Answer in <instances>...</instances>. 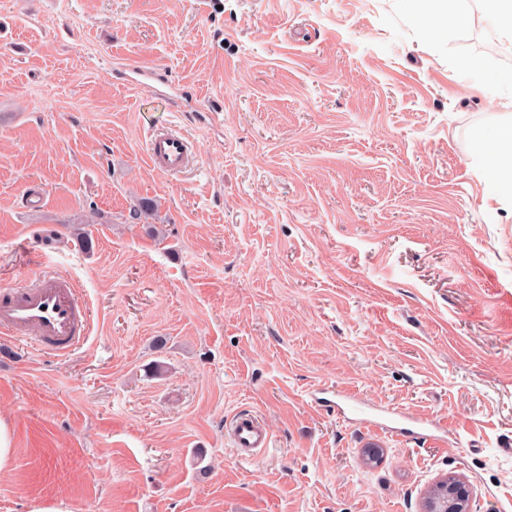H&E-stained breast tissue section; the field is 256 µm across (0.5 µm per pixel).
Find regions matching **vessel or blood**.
<instances>
[{"instance_id":"1","label":"vessel or blood","mask_w":512,"mask_h":512,"mask_svg":"<svg viewBox=\"0 0 512 512\" xmlns=\"http://www.w3.org/2000/svg\"><path fill=\"white\" fill-rule=\"evenodd\" d=\"M146 159L157 173L180 175L194 167L196 144L188 135L169 127L153 129L146 143ZM89 312L72 282L56 272H41L33 282L0 290V338L26 341L54 356L69 354L88 339ZM402 426H390L379 415L356 408L355 421L378 435L413 437L440 442V435L425 417L403 413ZM238 456L247 458L269 446L271 434L257 415L235 414L226 430Z\"/></svg>"}]
</instances>
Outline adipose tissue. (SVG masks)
Segmentation results:
<instances>
[{
    "mask_svg": "<svg viewBox=\"0 0 512 512\" xmlns=\"http://www.w3.org/2000/svg\"><path fill=\"white\" fill-rule=\"evenodd\" d=\"M398 4L405 14L443 42L467 20L459 8V0H398ZM480 155L481 172L490 197L512 200V126L486 131Z\"/></svg>",
    "mask_w": 512,
    "mask_h": 512,
    "instance_id": "ef3b65f1",
    "label": "adipose tissue"
}]
</instances>
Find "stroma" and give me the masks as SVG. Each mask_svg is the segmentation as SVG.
Wrapping results in <instances>:
<instances>
[{
  "label": "stroma",
  "instance_id": "35a3bbf8",
  "mask_svg": "<svg viewBox=\"0 0 512 512\" xmlns=\"http://www.w3.org/2000/svg\"><path fill=\"white\" fill-rule=\"evenodd\" d=\"M464 4L440 44L397 0H0V288L53 269L91 321L65 357L0 355V512H424L451 475L512 512V201L477 173L512 87L464 66L512 72V43ZM157 124L194 171L150 168ZM240 411L271 433L247 459ZM404 420L402 427L390 426L381 421V416L377 414H367L361 407L355 408V421L357 424L364 425L370 432L378 435H393L396 437H413L418 440L431 441L434 443H445V438L436 434L432 426L441 430L436 423L419 415L401 412L399 414ZM227 438L240 457H251L263 448H269L271 434L257 415L245 412L235 414L226 430Z\"/></svg>",
  "mask_w": 512,
  "mask_h": 512
}]
</instances>
